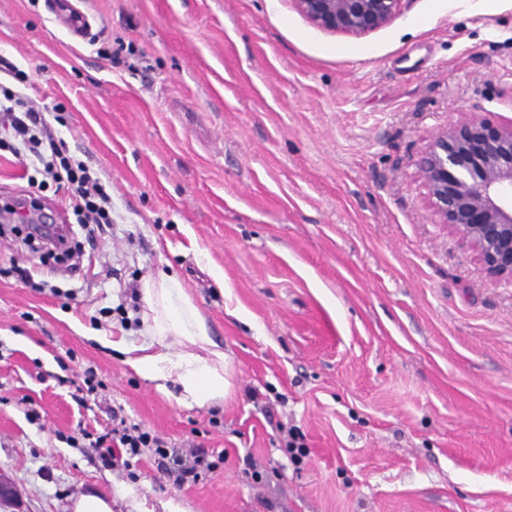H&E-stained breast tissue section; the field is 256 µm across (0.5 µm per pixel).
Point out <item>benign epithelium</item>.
<instances>
[{
  "mask_svg": "<svg viewBox=\"0 0 512 512\" xmlns=\"http://www.w3.org/2000/svg\"><path fill=\"white\" fill-rule=\"evenodd\" d=\"M313 25L364 37L400 16L402 0H291ZM435 223L486 274L512 285V119L490 127L471 110L438 129L415 161Z\"/></svg>",
  "mask_w": 512,
  "mask_h": 512,
  "instance_id": "1",
  "label": "benign epithelium"
}]
</instances>
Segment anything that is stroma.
<instances>
[{"instance_id":"35a3bbf8","label":"stroma","mask_w":512,"mask_h":512,"mask_svg":"<svg viewBox=\"0 0 512 512\" xmlns=\"http://www.w3.org/2000/svg\"><path fill=\"white\" fill-rule=\"evenodd\" d=\"M85 7L75 42L44 0H0V55L116 219L55 295L3 276L39 257L0 245V474L24 512H512V285L435 223L414 166L459 110L512 119V0H403L360 39L291 0ZM161 272L228 357L222 402L125 362L152 338L124 285ZM116 409L224 461L181 488L148 454L112 467L91 438Z\"/></svg>"}]
</instances>
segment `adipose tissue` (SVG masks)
<instances>
[{
  "mask_svg": "<svg viewBox=\"0 0 512 512\" xmlns=\"http://www.w3.org/2000/svg\"><path fill=\"white\" fill-rule=\"evenodd\" d=\"M144 318L155 342L128 349L127 364L158 389L175 382L179 401L204 406L224 399L230 388L227 357L216 345L205 321L178 278L160 274L142 285Z\"/></svg>",
  "mask_w": 512,
  "mask_h": 512,
  "instance_id": "ef3b65f1",
  "label": "adipose tissue"
}]
</instances>
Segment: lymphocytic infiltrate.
<instances>
[{"mask_svg": "<svg viewBox=\"0 0 512 512\" xmlns=\"http://www.w3.org/2000/svg\"><path fill=\"white\" fill-rule=\"evenodd\" d=\"M0 71L15 81L11 87L0 83V127L12 132L10 140L0 141V151L24 163L35 192L50 186L63 190L75 217L74 225L64 233L37 236L30 232L24 241L41 259L69 260L70 272H78L83 243H95L97 230L112 222V195L106 182L72 155L63 140L55 138L49 113L23 91L28 74L3 57ZM94 445L110 447V463L126 470L138 464L143 452H152L158 469L177 487L197 483L215 468L199 447L185 453L171 451L163 437L122 417L116 418L111 432L98 436Z\"/></svg>", "mask_w": 512, "mask_h": 512, "instance_id": "obj_1", "label": "lymphocytic infiltrate"}]
</instances>
